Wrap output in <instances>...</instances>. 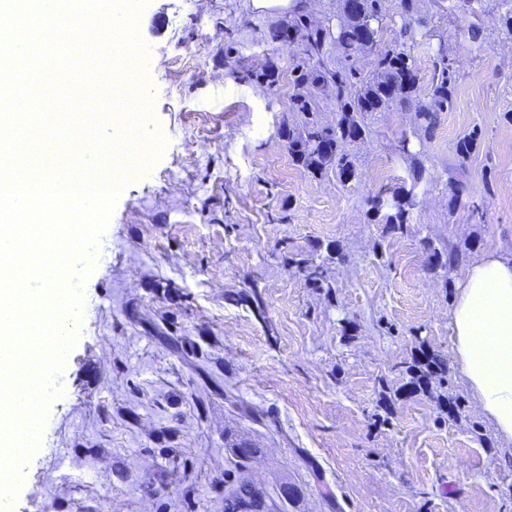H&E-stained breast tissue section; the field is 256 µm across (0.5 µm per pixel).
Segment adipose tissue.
Wrapping results in <instances>:
<instances>
[{
    "mask_svg": "<svg viewBox=\"0 0 512 512\" xmlns=\"http://www.w3.org/2000/svg\"><path fill=\"white\" fill-rule=\"evenodd\" d=\"M450 325L463 377L512 439V254L491 253L468 268Z\"/></svg>",
    "mask_w": 512,
    "mask_h": 512,
    "instance_id": "obj_1",
    "label": "adipose tissue"
}]
</instances>
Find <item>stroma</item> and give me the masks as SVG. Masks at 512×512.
Instances as JSON below:
<instances>
[{
	"instance_id": "stroma-1",
	"label": "stroma",
	"mask_w": 512,
	"mask_h": 512,
	"mask_svg": "<svg viewBox=\"0 0 512 512\" xmlns=\"http://www.w3.org/2000/svg\"><path fill=\"white\" fill-rule=\"evenodd\" d=\"M419 16V85L426 34L445 29L452 103L430 139L412 137L408 108L373 113L342 181L288 150L298 48L272 40L278 18L243 0H146L165 147L119 194L14 512H224L240 477L271 512H512V440L466 385L449 318L469 266L512 251V36L491 0L444 13L421 0ZM474 129L480 150L458 163ZM410 184V228L385 234L368 201ZM428 241L462 261L430 269ZM301 258L326 262L328 287L308 286ZM422 350L447 382L410 386ZM241 443L257 456L236 457Z\"/></svg>"
}]
</instances>
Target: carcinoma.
<instances>
[{
	"mask_svg": "<svg viewBox=\"0 0 512 512\" xmlns=\"http://www.w3.org/2000/svg\"><path fill=\"white\" fill-rule=\"evenodd\" d=\"M386 16L385 0H360L357 9L346 15L344 25L331 36L322 26L312 23L305 14L296 15L288 23L273 29L271 38L278 39L289 28L299 35L300 57L294 65L297 88L292 110L302 115L301 124L288 126V147L298 162L316 175L334 170L336 177L348 180L357 174L348 146L369 134L366 122L370 112H383L394 106H412L417 128L413 134L431 137L440 121V114L452 102L454 86L443 50L436 52L432 84L428 87V102L420 100V86L414 67L415 32L404 23L393 43L376 52L372 70L356 66L355 56L366 50L359 41V31L370 21L379 22ZM336 42L334 57L329 42ZM323 94L336 102V125L320 123L311 107L312 101ZM481 135L472 130L459 139L456 154L467 160L480 148ZM423 179V167L415 164L410 187H400L391 198L377 195L371 200V210L383 215L385 232L402 234L416 205L415 188ZM428 263L432 268H451L459 263V255L451 248H436L426 244ZM305 281L314 288L326 280L323 264L306 261L300 267Z\"/></svg>",
	"mask_w": 512,
	"mask_h": 512,
	"instance_id": "carcinoma-1",
	"label": "carcinoma"
}]
</instances>
